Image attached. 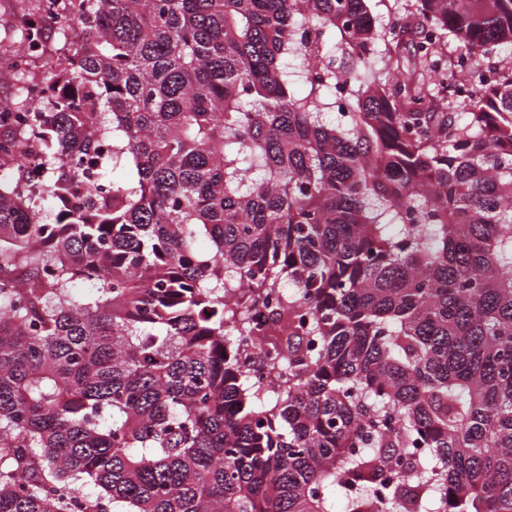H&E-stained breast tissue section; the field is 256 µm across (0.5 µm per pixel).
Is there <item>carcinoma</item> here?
Masks as SVG:
<instances>
[{
	"label": "carcinoma",
	"instance_id": "obj_1",
	"mask_svg": "<svg viewBox=\"0 0 512 512\" xmlns=\"http://www.w3.org/2000/svg\"><path fill=\"white\" fill-rule=\"evenodd\" d=\"M42 2L88 36L0 112V512H512V0L406 54L368 0Z\"/></svg>",
	"mask_w": 512,
	"mask_h": 512
}]
</instances>
